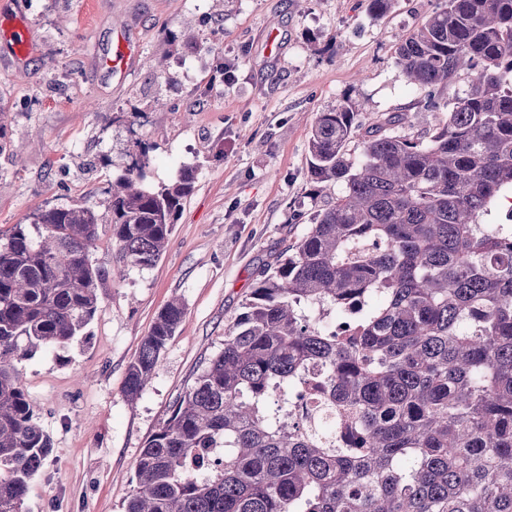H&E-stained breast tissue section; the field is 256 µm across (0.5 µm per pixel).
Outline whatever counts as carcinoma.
<instances>
[{"label":"carcinoma","mask_w":512,"mask_h":512,"mask_svg":"<svg viewBox=\"0 0 512 512\" xmlns=\"http://www.w3.org/2000/svg\"><path fill=\"white\" fill-rule=\"evenodd\" d=\"M395 53L433 112L463 68L469 89L426 140L349 101L320 113L310 177L341 190L264 265L224 347L146 440L125 512H512V227L479 223L512 194V0H444ZM142 180L135 162L106 214L45 210L0 242V512H22L51 452L17 363L66 349L94 317L99 225L124 263L153 266L194 176L157 191ZM356 300L333 334L306 314ZM184 317L178 299L157 314L126 369L129 399ZM311 361L340 439L270 411ZM191 460L214 475L194 477Z\"/></svg>","instance_id":"1"}]
</instances>
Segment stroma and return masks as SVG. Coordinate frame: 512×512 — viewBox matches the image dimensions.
Masks as SVG:
<instances>
[{
    "instance_id": "35a3bbf8",
    "label": "stroma",
    "mask_w": 512,
    "mask_h": 512,
    "mask_svg": "<svg viewBox=\"0 0 512 512\" xmlns=\"http://www.w3.org/2000/svg\"><path fill=\"white\" fill-rule=\"evenodd\" d=\"M0 0L27 22L13 62L0 32V238L44 210L84 201L106 211L135 159L144 186L194 174L161 259L119 260L110 225L89 251L107 273L97 311L67 349H39L18 369L52 451L23 512H124L146 439L205 358L224 346L265 261L301 238L336 195L309 176L316 118L344 101L435 123L409 85L397 43L443 0ZM142 45L127 73L98 57L117 34ZM146 153H139L138 143ZM185 318L136 400L129 362L172 299Z\"/></svg>"
}]
</instances>
